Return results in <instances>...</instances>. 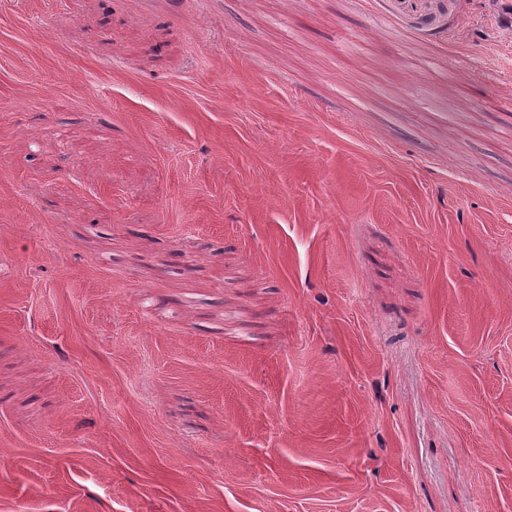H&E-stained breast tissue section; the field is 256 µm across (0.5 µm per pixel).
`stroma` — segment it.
Listing matches in <instances>:
<instances>
[{"mask_svg": "<svg viewBox=\"0 0 512 512\" xmlns=\"http://www.w3.org/2000/svg\"><path fill=\"white\" fill-rule=\"evenodd\" d=\"M0 512H512V0H0Z\"/></svg>", "mask_w": 512, "mask_h": 512, "instance_id": "stroma-1", "label": "stroma"}]
</instances>
